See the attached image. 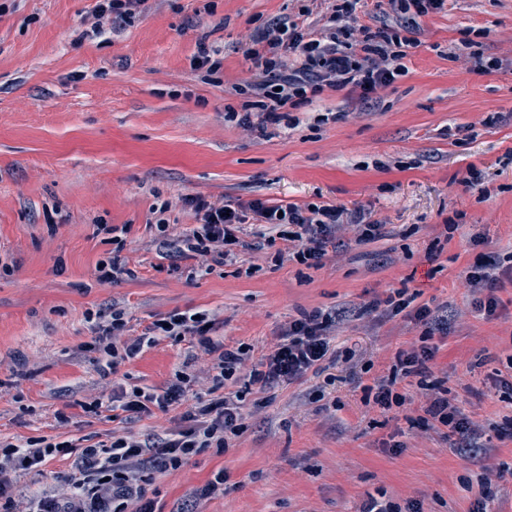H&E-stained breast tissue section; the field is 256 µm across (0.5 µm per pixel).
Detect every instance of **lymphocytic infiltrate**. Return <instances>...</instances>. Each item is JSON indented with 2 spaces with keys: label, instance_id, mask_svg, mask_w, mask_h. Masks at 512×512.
<instances>
[{
  "label": "lymphocytic infiltrate",
  "instance_id": "1",
  "mask_svg": "<svg viewBox=\"0 0 512 512\" xmlns=\"http://www.w3.org/2000/svg\"><path fill=\"white\" fill-rule=\"evenodd\" d=\"M361 4L372 5L383 15V22L360 24L357 7ZM445 4L446 0H327L323 22L312 21L306 6L296 17L273 21L257 31L244 50L256 79L231 87V95L239 97L241 104L227 106L225 120L254 124L263 133L287 120V108L310 103L327 89L358 93L365 107H374L378 92L407 74L404 58L415 43L420 20L441 11ZM185 203L194 223L182 236L177 252L190 261L193 277L210 272L212 265L236 262L248 224L260 226L261 237L276 250V264L288 260L309 269L322 267L339 225H356L362 243L386 235L384 224L371 213L335 202L283 205L259 198L224 202L189 195ZM465 281L475 312L487 321L499 319L503 313L499 292L504 282L512 283V264L477 262ZM367 308L392 317L406 315L421 333L417 343L396 351L391 374L365 387V395L382 410L401 408L407 397L398 392L397 381L416 378L418 386L430 393L423 408L424 422L455 450L476 448L471 422L456 395L432 378L430 364L440 349L439 339L448 335L447 320L429 304L417 303L415 295L404 288L390 289ZM330 321V313L322 309L300 311L267 352L257 356L249 345L231 348L214 342L210 337L214 320L205 310L168 312L158 316L141 336L129 338L124 310L113 309L108 320L96 322L90 344L102 353L110 371H117L159 341H186L211 355L213 387L204 396L191 394L193 375L185 368L165 388L135 386L122 391L112 407L117 419L133 422L153 411L178 406L182 412L174 429L162 437L115 434L108 443L84 446L76 474L63 484L65 497L39 496L38 512H156L154 500L146 494L152 474L179 469L210 448L227 451L247 429L246 395L321 375L335 365L336 347L327 333ZM72 451L70 441L33 438L16 444L1 439L0 512H15L17 471L41 467Z\"/></svg>",
  "mask_w": 512,
  "mask_h": 512
}]
</instances>
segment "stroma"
Returning <instances> with one entry per match:
<instances>
[{
    "label": "stroma",
    "mask_w": 512,
    "mask_h": 512,
    "mask_svg": "<svg viewBox=\"0 0 512 512\" xmlns=\"http://www.w3.org/2000/svg\"><path fill=\"white\" fill-rule=\"evenodd\" d=\"M212 11H205V4ZM97 0H0V437L22 444L106 441L112 432L160 434L171 414L122 424L82 405L133 386L160 387L180 370L187 343L161 341L117 373L84 350L94 331L86 311L125 309L136 337L161 314L215 312L213 339L265 350L299 310L335 312L341 350H366V369L336 383L313 378L276 389L268 401L248 395V431L233 448L208 449L146 486L159 512H357L367 495L419 501L422 512H467L463 479L485 477L489 512H512V434L497 438L512 391L490 375L512 355V284L505 311L476 316L463 272L473 263V229L486 253L512 262V67L482 74L448 58L465 33L483 56L512 58V0H448L420 23L406 77L379 93L374 111H360L348 92L325 91L293 110L296 128L266 135L225 121L233 84L253 72L243 48L268 21L297 13V0H148L127 26L94 32ZM224 59L217 85L196 79L190 60L199 40ZM498 114L486 124L489 114ZM484 171L490 195L479 199L462 177ZM187 194L247 201L308 203L321 199L370 210L386 239L356 243L342 226L339 244L320 269L294 262L273 267L255 227H247L237 266L188 278L187 263L158 247L152 209L169 203L170 232L192 219ZM460 222L437 258H429L434 227ZM124 228L123 257L135 275L96 279L110 243L98 224ZM447 311L451 331L433 361L465 413L496 439L494 467L462 456L418 425L428 402L415 379L400 382L408 402L398 414L361 400L363 386L390 374L397 348L420 329L397 317L362 314L391 288ZM69 421L60 424L57 413ZM400 434L403 448L383 447ZM75 455L15 475L17 493L52 492L74 473ZM221 495L199 491L218 470Z\"/></svg>",
    "instance_id": "1"
}]
</instances>
